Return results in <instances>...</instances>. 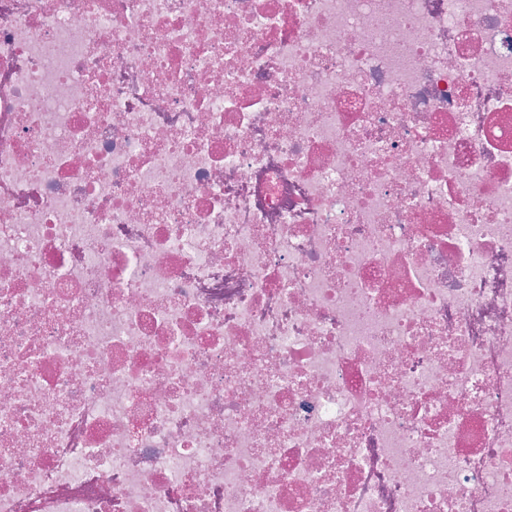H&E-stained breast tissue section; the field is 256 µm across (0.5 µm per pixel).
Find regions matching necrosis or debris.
Instances as JSON below:
<instances>
[{"label":"necrosis or debris","instance_id":"1","mask_svg":"<svg viewBox=\"0 0 512 512\" xmlns=\"http://www.w3.org/2000/svg\"><path fill=\"white\" fill-rule=\"evenodd\" d=\"M0 512H512V0H0Z\"/></svg>","mask_w":512,"mask_h":512}]
</instances>
